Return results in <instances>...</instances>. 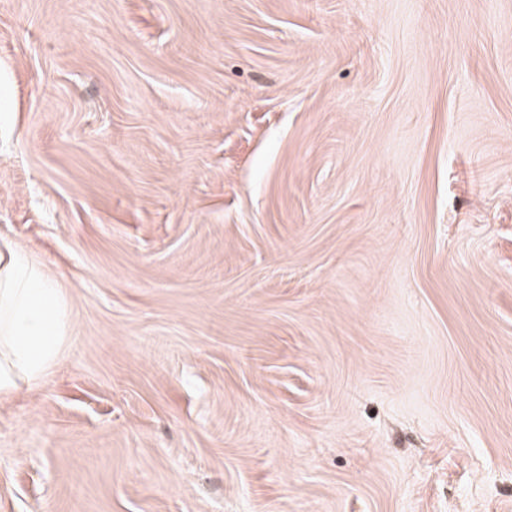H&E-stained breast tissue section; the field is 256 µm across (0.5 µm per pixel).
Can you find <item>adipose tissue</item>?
<instances>
[{
    "label": "adipose tissue",
    "mask_w": 512,
    "mask_h": 512,
    "mask_svg": "<svg viewBox=\"0 0 512 512\" xmlns=\"http://www.w3.org/2000/svg\"><path fill=\"white\" fill-rule=\"evenodd\" d=\"M68 326L62 290L20 244L0 239L1 397L39 387Z\"/></svg>",
    "instance_id": "adipose-tissue-1"
}]
</instances>
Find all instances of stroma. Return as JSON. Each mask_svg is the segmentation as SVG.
Here are the masks:
<instances>
[{"label": "stroma", "instance_id": "1", "mask_svg": "<svg viewBox=\"0 0 512 512\" xmlns=\"http://www.w3.org/2000/svg\"><path fill=\"white\" fill-rule=\"evenodd\" d=\"M0 236V512H512V0H0ZM68 326L62 289L20 244L0 239L1 397L39 387L60 354Z\"/></svg>", "mask_w": 512, "mask_h": 512}]
</instances>
